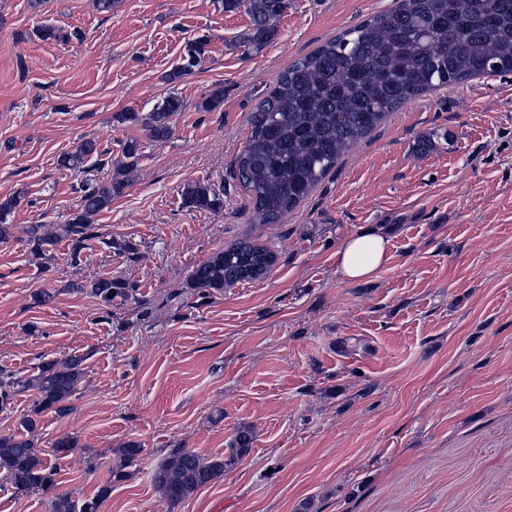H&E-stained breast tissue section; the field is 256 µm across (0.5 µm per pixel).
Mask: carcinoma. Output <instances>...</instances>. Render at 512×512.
I'll return each instance as SVG.
<instances>
[{
  "mask_svg": "<svg viewBox=\"0 0 512 512\" xmlns=\"http://www.w3.org/2000/svg\"><path fill=\"white\" fill-rule=\"evenodd\" d=\"M245 7L252 19L246 43L255 49L274 36L272 22L288 7L287 0H224V8ZM201 43L190 42L186 57L167 75L174 83L198 65ZM512 73V0H399L398 6L364 20L313 53L299 59L277 78L271 93L251 113L250 135L234 165V177L249 192L260 224H273L295 208L336 165L343 153L370 132L389 112L422 93L483 74ZM175 93L164 96L149 115L152 138L171 132V117L183 110ZM96 153L84 141L62 153V170L88 173ZM118 186H100L88 178L82 185L80 209L53 232L44 224L30 225L26 233L38 254L62 236L71 241V260L100 240L92 217L112 204ZM190 209L214 210L222 200L209 183H195L182 193ZM266 247L249 241L232 243L198 264L192 272L193 288L222 290L256 280L275 263ZM91 293L106 309L112 300L128 296L129 285L112 279L90 282ZM83 358L71 356L49 361L36 373L21 377L0 369V411L11 406L25 390L36 393L31 414L21 421L23 432L0 434V475L21 493H49L56 487L59 461L77 447L64 436L52 443V455L43 457L28 433L35 417L46 411L58 415L70 410L85 372ZM249 431H237L229 459L208 461L186 448H175L154 469L152 481L159 497L173 508L195 491L220 479L235 458L247 452ZM141 453L130 443L121 450L119 465L110 470L113 480ZM77 503L67 494L51 500L52 512H97L99 496Z\"/></svg>",
  "mask_w": 512,
  "mask_h": 512,
  "instance_id": "carcinoma-1",
  "label": "carcinoma"
}]
</instances>
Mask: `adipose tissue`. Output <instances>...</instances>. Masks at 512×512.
I'll return each instance as SVG.
<instances>
[{"label":"adipose tissue","mask_w":512,"mask_h":512,"mask_svg":"<svg viewBox=\"0 0 512 512\" xmlns=\"http://www.w3.org/2000/svg\"><path fill=\"white\" fill-rule=\"evenodd\" d=\"M337 271L349 281L371 277L390 259L389 240L378 230L353 235L336 254Z\"/></svg>","instance_id":"adipose-tissue-1"}]
</instances>
